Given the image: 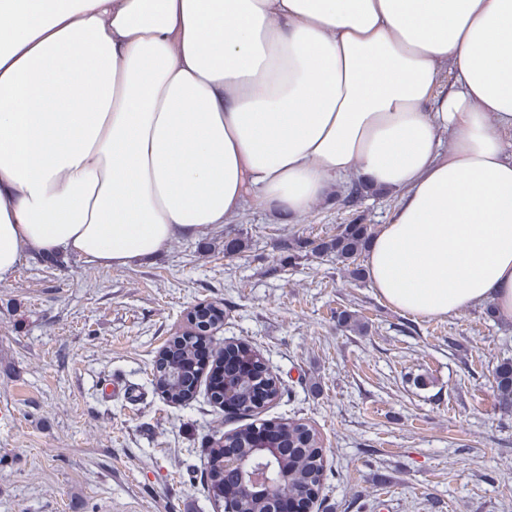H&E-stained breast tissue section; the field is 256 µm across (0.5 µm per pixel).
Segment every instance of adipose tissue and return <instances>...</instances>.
Wrapping results in <instances>:
<instances>
[{
    "label": "adipose tissue",
    "instance_id": "1",
    "mask_svg": "<svg viewBox=\"0 0 512 512\" xmlns=\"http://www.w3.org/2000/svg\"><path fill=\"white\" fill-rule=\"evenodd\" d=\"M510 130L512 0H0V281L130 266L250 197L298 218L355 175L401 196L381 297L512 320Z\"/></svg>",
    "mask_w": 512,
    "mask_h": 512
}]
</instances>
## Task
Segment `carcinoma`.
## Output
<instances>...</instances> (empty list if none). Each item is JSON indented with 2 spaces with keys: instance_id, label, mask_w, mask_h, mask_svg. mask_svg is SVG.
<instances>
[{
  "instance_id": "carcinoma-1",
  "label": "carcinoma",
  "mask_w": 512,
  "mask_h": 512,
  "mask_svg": "<svg viewBox=\"0 0 512 512\" xmlns=\"http://www.w3.org/2000/svg\"><path fill=\"white\" fill-rule=\"evenodd\" d=\"M369 224H345L331 239L305 240L300 249L305 254H326L336 257V261L351 267L350 274L357 277L360 268L358 257L371 237ZM200 329V321H191L189 331L173 341L169 352L182 358V367L175 381L162 379L167 392L173 399L186 396L188 366L195 360V333ZM233 367L219 363L212 365L215 375L207 386L210 398L215 403L241 417L258 413L261 406L257 395L273 401L281 395L280 383L269 372L262 357L248 344L239 343L228 357ZM493 384L499 407L512 412V361H503L493 371ZM261 436L253 425L225 437L228 447L257 459L267 477L276 480L286 471L292 493L309 500L317 497L324 476L323 448L316 434L304 423L268 422L262 425ZM208 493L217 501L231 505L234 512H269L274 504L257 502L252 495L241 489L235 477L224 471V453L219 448L209 450Z\"/></svg>"
}]
</instances>
